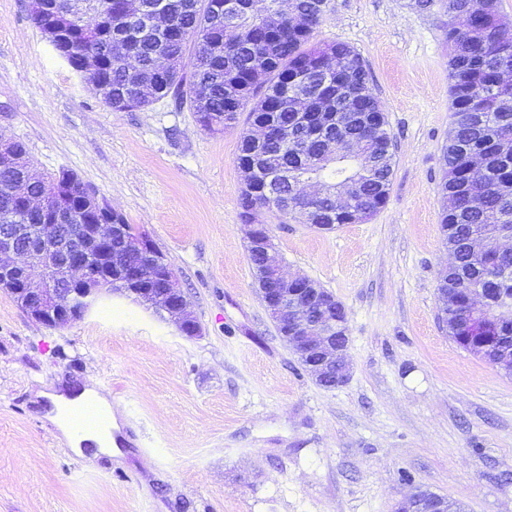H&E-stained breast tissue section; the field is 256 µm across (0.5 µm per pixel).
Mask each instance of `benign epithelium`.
Segmentation results:
<instances>
[{"instance_id":"benign-epithelium-1","label":"benign epithelium","mask_w":512,"mask_h":512,"mask_svg":"<svg viewBox=\"0 0 512 512\" xmlns=\"http://www.w3.org/2000/svg\"><path fill=\"white\" fill-rule=\"evenodd\" d=\"M86 13L85 0H68L44 34L50 41L63 39L66 24H76ZM102 200L87 192L77 205L64 195L49 201L45 195L31 196L25 209L51 215L53 223L32 228L28 224H0V286L9 290L37 321L50 328L66 325L85 314L109 283L93 274L108 264L118 272L124 292L135 299L160 305L161 318L182 331L191 329L196 318L186 295L163 253L146 234L128 238L124 226L95 223L89 214L98 212ZM270 227L252 224L248 246L254 253L270 256L271 269L258 293L271 312L279 337L303 363L307 371L327 388L344 385L350 378L348 342L337 333L344 322L334 317L341 302L317 281L303 275L285 277L282 263L269 249ZM501 309L511 300H493L482 288H471L461 306L470 334L458 337L469 349H483L495 336H482L478 319L487 305ZM413 492L395 506L394 512H430Z\"/></svg>"}]
</instances>
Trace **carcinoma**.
Listing matches in <instances>:
<instances>
[{"label":"carcinoma","mask_w":512,"mask_h":512,"mask_svg":"<svg viewBox=\"0 0 512 512\" xmlns=\"http://www.w3.org/2000/svg\"><path fill=\"white\" fill-rule=\"evenodd\" d=\"M138 0L148 25L131 32L133 5L112 0L110 16L94 11L76 27L62 56L76 66L79 55L93 49L100 58L97 80L110 88L101 102L113 111L140 109L164 98L188 107L202 127L222 131L248 112L237 160L254 156L259 174L242 189L239 217L261 224L265 213L334 230L338 224H362L387 201L394 156L383 105L371 87L360 55L346 44L314 43V30L327 0H293L292 12L279 13L278 28L269 39L259 26L278 8L277 0ZM230 2L241 28L238 39L224 40ZM448 9V79L452 127L444 148L443 196L450 200L441 219L443 241L452 255L448 266V336L461 334L466 320L456 305L469 288L512 293V253L498 250L500 239L512 235V83L502 82L512 70V25L499 12L498 0H415L424 11L437 4ZM172 61L158 72L156 62ZM265 125L272 136L257 144L251 128ZM348 142L351 157L362 158L367 174L350 191L351 214L341 215L330 194L309 198L297 184L277 188L278 198L265 195V179L283 168L302 177L334 180L349 169L348 160L328 156L331 144ZM481 159L489 174H466L470 157ZM56 187V178L32 179L19 166L0 170V218L12 212L24 224H44L40 212L23 213L17 206L28 195ZM474 238L487 246V261L468 256ZM498 327L497 345L477 355L493 363L512 355V314L490 313Z\"/></svg>","instance_id":"cac0c4a2"}]
</instances>
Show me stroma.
I'll list each match as a JSON object with an SVG mask.
<instances>
[{
  "mask_svg": "<svg viewBox=\"0 0 512 512\" xmlns=\"http://www.w3.org/2000/svg\"><path fill=\"white\" fill-rule=\"evenodd\" d=\"M449 22L412 0H328L315 30L360 54L395 159L366 223L266 219L285 273L347 311L353 373L326 389L256 293L241 127L209 132L167 99L110 110L28 0H0V136L147 232L200 327L185 335L112 292L49 328L0 288V512H393L419 488L466 512H512V373L460 348L438 319ZM61 378L105 390L128 437L121 456L80 458L44 418L35 393Z\"/></svg>",
  "mask_w": 512,
  "mask_h": 512,
  "instance_id": "obj_1",
  "label": "stroma"
}]
</instances>
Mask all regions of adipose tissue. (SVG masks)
<instances>
[{
	"label": "adipose tissue",
	"mask_w": 512,
	"mask_h": 512,
	"mask_svg": "<svg viewBox=\"0 0 512 512\" xmlns=\"http://www.w3.org/2000/svg\"><path fill=\"white\" fill-rule=\"evenodd\" d=\"M51 403L46 416L59 429L63 438L72 450L81 457L93 459L102 455L112 454L117 440L113 434L118 424L112 413L109 398L101 393L93 382L72 385L66 389L54 390L47 395ZM92 403L103 414V427L76 429L69 420L70 413L79 407Z\"/></svg>",
	"instance_id": "adipose-tissue-1"
}]
</instances>
